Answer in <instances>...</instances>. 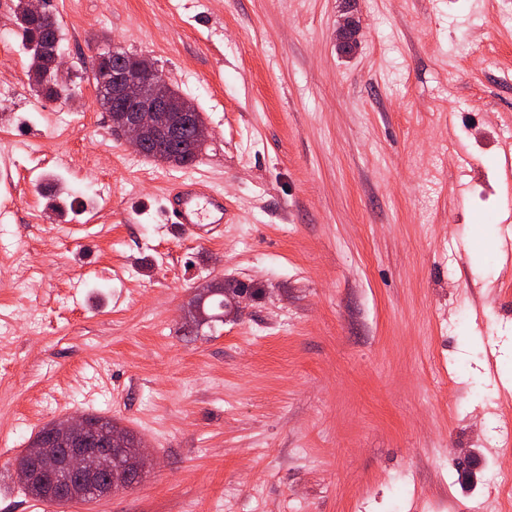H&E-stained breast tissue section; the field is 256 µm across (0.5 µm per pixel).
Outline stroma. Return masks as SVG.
Listing matches in <instances>:
<instances>
[{"label": "stroma", "instance_id": "35a3bbf8", "mask_svg": "<svg viewBox=\"0 0 512 512\" xmlns=\"http://www.w3.org/2000/svg\"><path fill=\"white\" fill-rule=\"evenodd\" d=\"M75 103L34 96L0 0V512H512V0H49ZM361 27L349 57L336 26ZM202 112L187 169L113 134L95 42ZM224 196L167 228L183 179ZM257 289L190 332L198 287ZM109 416L154 463L89 503L15 463ZM166 224L185 234L194 233L198 224H223L224 196L208 182L191 179L167 193ZM27 494L36 500L47 501L52 503L72 502L64 500L58 496L53 488L48 475L39 473V476L27 486H24Z\"/></svg>", "mask_w": 512, "mask_h": 512}]
</instances>
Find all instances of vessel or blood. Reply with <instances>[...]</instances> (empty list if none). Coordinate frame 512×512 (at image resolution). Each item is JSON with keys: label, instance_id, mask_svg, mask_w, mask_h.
<instances>
[{"label": "vessel or blood", "instance_id": "vessel-or-blood-1", "mask_svg": "<svg viewBox=\"0 0 512 512\" xmlns=\"http://www.w3.org/2000/svg\"><path fill=\"white\" fill-rule=\"evenodd\" d=\"M167 200V221L183 233H193L201 224L224 221V197L204 180L181 183L168 192Z\"/></svg>", "mask_w": 512, "mask_h": 512}]
</instances>
